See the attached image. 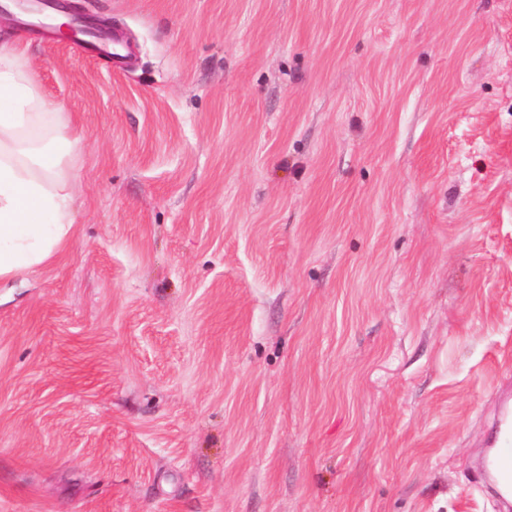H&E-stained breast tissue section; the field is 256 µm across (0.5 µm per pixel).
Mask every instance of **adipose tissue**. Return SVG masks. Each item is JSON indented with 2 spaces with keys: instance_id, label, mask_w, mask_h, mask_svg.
<instances>
[{
  "instance_id": "1",
  "label": "adipose tissue",
  "mask_w": 512,
  "mask_h": 512,
  "mask_svg": "<svg viewBox=\"0 0 512 512\" xmlns=\"http://www.w3.org/2000/svg\"><path fill=\"white\" fill-rule=\"evenodd\" d=\"M86 146L65 104L39 95L29 58L0 45V281L44 264L73 238L69 162Z\"/></svg>"
}]
</instances>
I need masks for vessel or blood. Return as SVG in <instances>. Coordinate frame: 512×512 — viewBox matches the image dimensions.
<instances>
[{"label": "vessel or blood", "mask_w": 512, "mask_h": 512, "mask_svg": "<svg viewBox=\"0 0 512 512\" xmlns=\"http://www.w3.org/2000/svg\"><path fill=\"white\" fill-rule=\"evenodd\" d=\"M75 44L84 53L98 57H112L119 64L128 63L132 57L124 37L116 35L105 40L82 26L74 28ZM492 449L481 462V478L493 486L503 500H512V393L503 397L489 437Z\"/></svg>", "instance_id": "b4317fda"}]
</instances>
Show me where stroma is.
Wrapping results in <instances>:
<instances>
[{"mask_svg":"<svg viewBox=\"0 0 512 512\" xmlns=\"http://www.w3.org/2000/svg\"><path fill=\"white\" fill-rule=\"evenodd\" d=\"M0 18L88 148L0 286V512H499L512 0H83ZM75 45L84 53L98 57H108L112 54V61L118 64H127L132 57L130 47L123 36L113 34L109 42L86 28L76 25L74 28Z\"/></svg>","mask_w":512,"mask_h":512,"instance_id":"obj_1","label":"stroma"}]
</instances>
